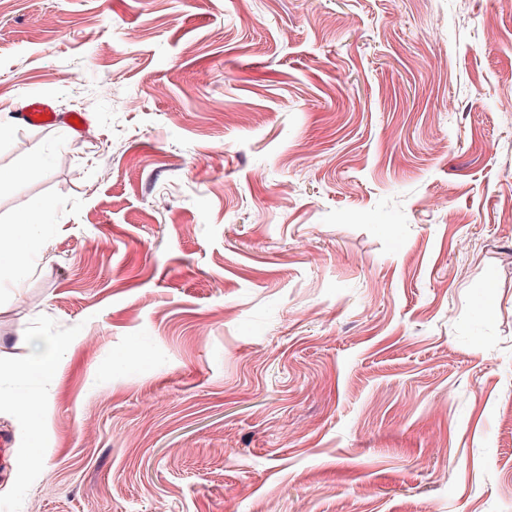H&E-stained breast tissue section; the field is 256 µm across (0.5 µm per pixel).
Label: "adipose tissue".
Returning a JSON list of instances; mask_svg holds the SVG:
<instances>
[{"mask_svg":"<svg viewBox=\"0 0 512 512\" xmlns=\"http://www.w3.org/2000/svg\"><path fill=\"white\" fill-rule=\"evenodd\" d=\"M56 210V202L40 200L19 215L15 222L0 226V236L11 242L9 251L0 253V272L22 273L31 269L32 235L48 223ZM68 348V339L60 338L54 341L50 351H36L34 356L18 369V379L31 387L54 376L59 359Z\"/></svg>","mask_w":512,"mask_h":512,"instance_id":"adipose-tissue-1","label":"adipose tissue"}]
</instances>
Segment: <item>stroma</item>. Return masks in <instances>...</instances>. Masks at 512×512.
Segmentation results:
<instances>
[{"label": "stroma", "instance_id": "35a3bbf8", "mask_svg": "<svg viewBox=\"0 0 512 512\" xmlns=\"http://www.w3.org/2000/svg\"><path fill=\"white\" fill-rule=\"evenodd\" d=\"M509 97L512 0H0V512H512ZM18 115L19 119L29 125H50L58 117L50 104L38 100L21 103ZM57 210V204L51 200H39L24 211L13 224L0 226L1 238L10 240L8 252L0 253V273L2 271L20 272L32 268V239L35 231L47 224ZM69 341L59 338L54 341L48 353L41 351L40 345H35L34 356L17 370L18 379L27 385H38L55 375L60 357L67 352ZM11 405L13 410L22 416L27 423L24 447L28 451L41 448L38 424L45 407L43 398L34 393L15 392L11 397Z\"/></svg>", "mask_w": 512, "mask_h": 512}]
</instances>
